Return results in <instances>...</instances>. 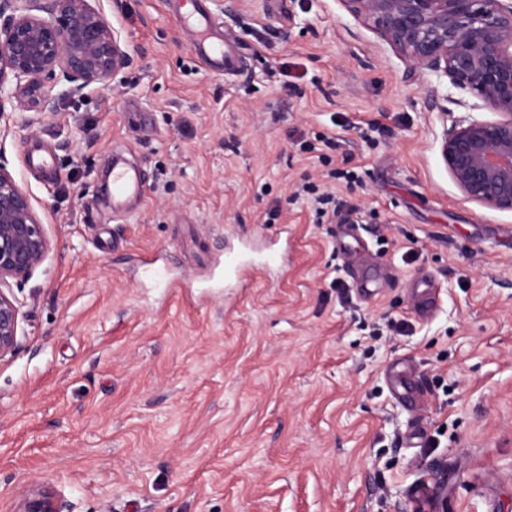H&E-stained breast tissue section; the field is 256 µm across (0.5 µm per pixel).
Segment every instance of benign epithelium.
I'll return each mask as SVG.
<instances>
[{
	"label": "benign epithelium",
	"mask_w": 512,
	"mask_h": 512,
	"mask_svg": "<svg viewBox=\"0 0 512 512\" xmlns=\"http://www.w3.org/2000/svg\"><path fill=\"white\" fill-rule=\"evenodd\" d=\"M373 20L384 41L414 68L447 78L476 99L473 109L498 115L451 119L441 155L465 199L512 212V0H343ZM129 55L90 0H0V118L4 101L30 111L20 128L54 122L61 76L64 94L104 87ZM52 243L28 195L0 166V361L19 350L21 305L11 282L28 278ZM21 512H60L53 493L38 491Z\"/></svg>",
	"instance_id": "obj_1"
}]
</instances>
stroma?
Here are the masks:
<instances>
[{
	"label": "stroma",
	"mask_w": 512,
	"mask_h": 512,
	"mask_svg": "<svg viewBox=\"0 0 512 512\" xmlns=\"http://www.w3.org/2000/svg\"><path fill=\"white\" fill-rule=\"evenodd\" d=\"M90 3L127 68L59 82L56 125L0 129L52 241L12 287L0 512L42 486L60 512H512V212L451 180L446 80L344 0H202L232 73L199 67L187 0ZM117 154L146 179L118 211ZM308 183L357 224L347 255ZM241 240L228 288L211 263ZM349 261L397 279L363 300Z\"/></svg>",
	"instance_id": "1"
}]
</instances>
